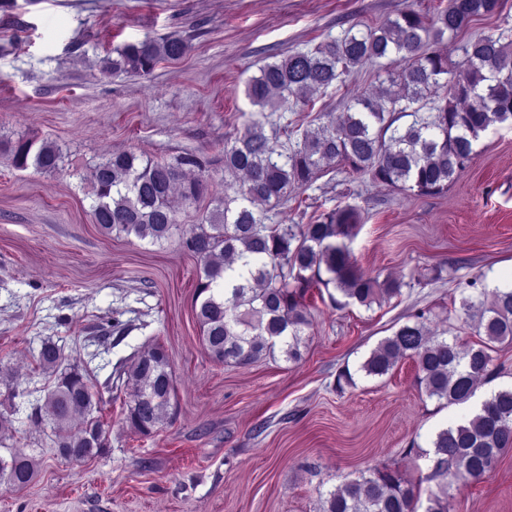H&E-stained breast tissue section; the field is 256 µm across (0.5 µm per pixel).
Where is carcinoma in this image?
<instances>
[{"mask_svg": "<svg viewBox=\"0 0 512 512\" xmlns=\"http://www.w3.org/2000/svg\"><path fill=\"white\" fill-rule=\"evenodd\" d=\"M498 0H448L432 15L413 10L344 35L306 52H295L259 69L246 96L272 112L308 105L314 93L367 64L392 56L405 66L387 71L396 92L354 94L335 118L322 115L296 141L282 142L288 128L265 133L255 120L244 132L224 141V193L188 231L172 204L179 193L185 205L209 191L206 162L183 154L151 161L134 152L114 153L92 170L91 212L96 224L117 236L134 235L151 244L174 238L200 264L195 307L201 340L208 354L226 365L249 366L281 353L301 359L305 330L311 325L306 296L313 288L332 286L336 307L372 304L400 294L403 282L365 274L350 243L359 213L350 205L323 213L312 224H280L271 212L326 171L341 166L352 174L414 195L448 190L476 156L475 146L490 127L512 121V41L480 35L462 47V59L432 49L454 40L477 16L495 11ZM189 40L173 33L145 38L114 49L117 57L103 72L150 74L163 61L185 56ZM436 97L432 111L418 105ZM409 117L411 121L401 122ZM13 166L51 172L61 153L50 143L19 138L6 143ZM463 323L477 320L479 340L464 344L456 336L430 330L424 315L381 340L360 366L368 376L383 377L410 359L420 389L429 398L464 404L493 373L492 353L512 345V289L483 288L462 298ZM63 347L41 342L36 362L43 372L59 373L43 389L40 408L53 425V443L61 455L80 462L107 446L104 423L95 412L101 397L91 377L77 368L61 369ZM127 422L151 435L162 422L174 391L170 361L156 344L128 366ZM435 474L445 479L429 491L425 512H448V487L480 483L495 472L512 450V386L490 393L475 413L451 422L431 438ZM38 472L36 458L13 453L0 458V486L27 488ZM420 488L396 467H371L345 477L321 501L320 512H418Z\"/></svg>", "mask_w": 512, "mask_h": 512, "instance_id": "cac0c4a2", "label": "carcinoma"}]
</instances>
